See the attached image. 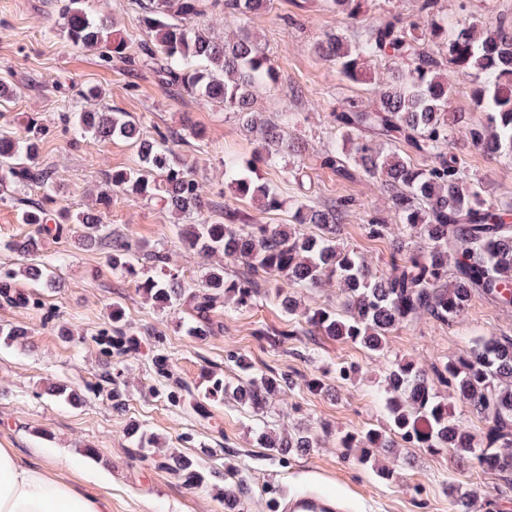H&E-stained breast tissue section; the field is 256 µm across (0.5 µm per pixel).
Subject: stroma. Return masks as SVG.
I'll return each mask as SVG.
<instances>
[{"instance_id": "1", "label": "stroma", "mask_w": 512, "mask_h": 512, "mask_svg": "<svg viewBox=\"0 0 512 512\" xmlns=\"http://www.w3.org/2000/svg\"><path fill=\"white\" fill-rule=\"evenodd\" d=\"M300 2L271 0L268 11L253 16L244 28L225 20L220 8L207 10L216 35L231 39L248 30L276 67V84L256 92V111L271 121L282 112L296 116L288 130L296 153L288 155L282 167L259 170L279 185L282 210L262 211L250 200L225 192V158L244 163L255 148L232 115L174 95L149 68L118 59L105 61L99 48L70 46L59 34L62 0H0V81L16 91L13 98L0 102V129L20 131L28 116L39 118L46 130L42 158L58 185L55 206L77 212L95 206L106 173L139 166L137 150L129 142L78 141L65 127L63 114L83 106L82 94L88 87L102 90L105 106L131 113L150 128L182 132L184 120H191L206 136L198 140L184 134L178 151L219 202L246 210L260 223L284 224L298 200L350 199L344 242L375 268L386 270L390 242L368 237L365 226L375 214L394 223L388 200L367 178H338L323 166L322 155L341 142L329 124V113L351 97L373 102L377 86L393 65L371 61L363 81H349L336 65L314 52L315 43L338 26L335 12L323 0H313V8L306 11ZM449 146L478 183L483 198L512 210V154L489 158L469 147L457 132L451 133ZM43 194L42 188L32 186L17 200L0 203V242L28 232L18 215L26 205L41 201ZM106 214L112 229L164 249L172 267L184 272L188 282L198 283L201 260L180 244L179 216L120 193L113 194ZM61 253L66 259L55 264L58 285L41 290V308L0 303V324H22L30 332L27 347L0 345V447L17 449L68 480L108 494L112 512H224V499L214 483L186 486L158 468L153 456L135 451L126 437V427L133 421L157 433L166 450L198 457L204 471L238 469L245 485L243 512H270L273 494L308 490L340 499L346 512H453L448 498L452 485L470 494L471 512H512V484L494 474L451 467L444 455L398 446L393 455L380 460L394 471L389 481L345 458L332 440L281 461L254 442L251 416L239 405H211V416L204 419L191 408L152 396L156 351L168 355L176 375L193 387L200 385L205 370L237 381L236 369L227 362L228 353L235 351L249 356L257 367H273L296 381L292 389L270 400L266 421L286 429L304 418L337 431L358 432L384 421V361L358 345L301 329L288 335L287 318L268 300L230 316L216 308L219 331L202 338L187 335L178 325L185 307H156L137 291L132 278L112 272L103 250L81 249L73 240L48 236L39 259L55 263ZM116 301L139 342L124 362L126 408L120 413L96 391L106 366L90 339L108 325ZM48 309L56 313V321H45ZM61 324L72 331L71 341L58 336ZM489 336H512V307L476 296L460 317L448 322L426 318L402 326L389 335L388 343L392 354L428 367ZM341 362L359 366L355 379L341 381L332 373V366ZM318 374L324 375L329 391L314 393L304 385V378ZM56 382L76 389L81 404L40 396L41 388Z\"/></svg>"}]
</instances>
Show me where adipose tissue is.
Masks as SVG:
<instances>
[{
    "mask_svg": "<svg viewBox=\"0 0 512 512\" xmlns=\"http://www.w3.org/2000/svg\"><path fill=\"white\" fill-rule=\"evenodd\" d=\"M0 512H112V500L0 448Z\"/></svg>",
    "mask_w": 512,
    "mask_h": 512,
    "instance_id": "1",
    "label": "adipose tissue"
}]
</instances>
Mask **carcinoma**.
Returning a JSON list of instances; mask_svg holds the SVG:
<instances>
[{
  "label": "carcinoma",
  "mask_w": 512,
  "mask_h": 512,
  "mask_svg": "<svg viewBox=\"0 0 512 512\" xmlns=\"http://www.w3.org/2000/svg\"><path fill=\"white\" fill-rule=\"evenodd\" d=\"M201 0H148L141 4L140 26L145 38L122 35L108 16H94L85 0H66L60 31L75 48L106 49V57L131 60V43H137L144 62L166 86L204 104L219 103L246 129L257 134L258 147L244 165L224 164V183L238 199H249L265 211L282 207L276 184L257 175L262 165L275 168L294 151L288 141L293 116L284 112L275 123L256 117L255 89L277 80L271 58L244 31L234 40L220 39L201 23ZM360 0H332L342 22L357 19ZM438 0H417L415 14L389 11L376 24L348 44L341 30L328 33L316 45L322 59L336 64L350 81L363 80L365 64L388 59L405 70L391 73L379 98L367 104L348 98L330 113L345 146L323 157V165L352 181L372 179L392 203L403 234L424 240L421 247L397 246L390 268L373 269L342 239L343 218L349 200L323 205L296 201L287 224H261L245 211L208 199L195 178L192 165L176 152L181 137L174 131L147 130L130 113L101 106L72 113L75 138L98 141L123 139L138 151L140 165L114 170L105 177L100 207L71 214L52 212L55 203L52 172L41 160L44 129L30 117L23 135L0 131V201L29 185L44 189V203L21 212L28 234L11 240L6 249L29 260L24 267L0 269V300L19 307L37 306L29 294L14 288L22 276L36 285L53 283L52 265L36 263L42 237H68L79 224V244L85 249L106 248L112 271L135 280L136 288L162 309L187 305L182 320L190 336L212 333V313L224 304L230 314L264 297L275 302L288 321L304 324L308 332L350 342L387 359L381 399L384 423L346 432L338 437L345 456H355L383 480L393 472L378 465L379 457L396 446V440L432 454H448L453 465L490 471L512 480V336L477 339L460 356L432 365V371L404 358H388V335L424 316L447 321L459 316L476 295L512 305V225L508 211L481 198L477 184L464 172L458 156L448 148L453 127L463 121L451 109L457 92L448 75L468 79L471 111L481 119L466 128L471 146L488 156L512 154V17L500 13L480 20L465 13L453 30L438 19ZM267 7V0H224V14L241 22ZM430 159L419 166L410 155ZM157 203L192 220L178 231L182 246L208 261L200 288L168 268L165 252L110 229L104 221L112 193ZM54 227H49V222ZM313 224L318 233L301 226ZM241 271L228 276L224 263ZM341 288L342 308L302 304L297 288ZM27 336L18 324L0 325V343L12 345ZM112 370L97 385L112 408L124 407L122 358L137 340L122 306L112 304L111 324L91 337ZM242 374L232 386L214 371L206 376L204 392L173 377L170 359H154L158 387L168 402L189 405L206 418L205 405L234 401L257 413L269 399L290 385L275 370L255 371L246 356L227 355ZM448 388L440 395L429 375ZM468 407L486 424L484 436H475L458 416L455 405ZM132 444L157 455V466L199 487L206 475L198 460L182 453L163 454L160 437L132 424L127 430ZM256 443L276 459L304 454L331 437L324 424L318 429L301 423L288 433L263 425L254 428ZM224 512H241L244 487L237 471L222 478Z\"/></svg>",
  "instance_id": "obj_1"
}]
</instances>
